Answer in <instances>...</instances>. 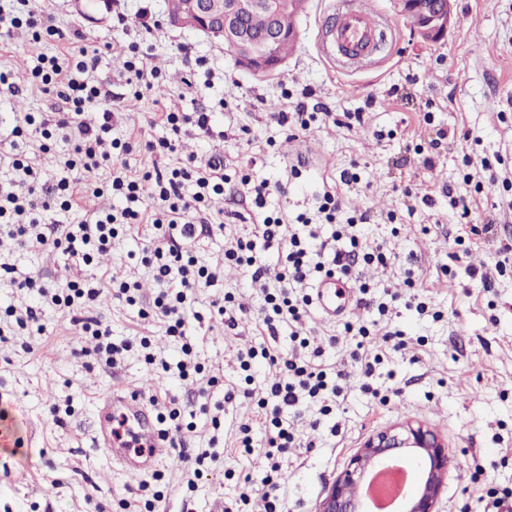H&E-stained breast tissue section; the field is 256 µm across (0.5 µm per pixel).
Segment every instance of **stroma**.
Listing matches in <instances>:
<instances>
[{"label":"stroma","mask_w":512,"mask_h":512,"mask_svg":"<svg viewBox=\"0 0 512 512\" xmlns=\"http://www.w3.org/2000/svg\"><path fill=\"white\" fill-rule=\"evenodd\" d=\"M365 2L390 27L376 63L332 69L317 49L331 2L305 0L293 55L264 80L239 67L224 46L171 26L166 0H125V26L110 9L93 11L84 0H37L36 6L64 32L82 30L88 45L100 50L94 77L121 101L113 136L124 137L131 128L144 141L163 136V128L149 123L159 102L182 112L204 110L212 115L210 131L186 127L178 152L162 158V165L220 154L229 160L231 176L268 180L265 210L240 206L229 190L216 199L212 211L220 223L197 243L200 262L223 265L225 248L251 234L263 214L314 216L318 197L334 186L344 197L339 221L363 211L369 215L355 227L360 250L381 245L395 254L387 266L363 271L375 304L358 305L335 321L308 310L301 334L310 347L302 357L340 374L341 393L326 413L320 403L303 400L292 424L296 446L280 458L288 483L274 512H319L328 486L363 442L406 421L424 423L448 451L437 512H483L491 489L512 490V270L495 276L493 288H483L479 271L494 269L500 259L492 235L464 257L455 239L489 221L495 233L512 234V188L502 185L512 180V0H453L448 35L438 43L419 39L392 0ZM134 39L152 44L151 63L161 73L153 98L139 101L128 100L129 88L119 75L122 49ZM50 49L14 34L0 49V69L28 90L38 54ZM200 57L207 59V70L197 68ZM392 88L398 99H389ZM306 89L313 90V102L327 107L330 119L299 132L270 122V113L287 109L286 93L298 96ZM359 110L365 113L362 124L339 123L343 113ZM243 126L248 132L240 139L224 138L225 129ZM440 130L447 136L431 149ZM496 153L507 158V167L496 169L497 184L475 193L463 181V155L477 164ZM427 158L433 169L425 168ZM352 170L357 183L341 185V174ZM445 183L475 193L468 220L449 206L440 191ZM407 188L431 193L433 205L408 211ZM152 234L150 225H131L111 252L84 266L57 249L13 253L14 275L0 276V311L22 300L36 303V293L12 284L27 276L53 288L77 275H113L138 283L144 299H151L157 284L138 253ZM391 293L399 300L382 325L376 304ZM225 295L243 307L232 330L209 318L212 300ZM412 295L425 304L424 313L405 308ZM261 305L244 269L226 271L217 286L197 291L194 309L202 319L190 322L189 332L203 372L186 380L145 363L141 337H149L157 359L172 365L181 357L180 344L167 335L163 321L123 301L108 297L83 311L132 343L109 369L88 356L93 341L81 327L53 308L45 309L38 329L0 322L6 335L0 342V411L7 413L0 418V512H87L95 504L104 512H265L255 494L267 471L265 426L256 402L279 369L259 361L243 370L238 353L264 342L284 358L288 340L265 342ZM349 322L375 324L364 349H356L347 333ZM388 330L402 332L403 349L384 340ZM316 346L322 349L317 358ZM112 389L172 399L197 412L194 431L172 442L154 474L126 475L96 444V402ZM230 389L236 396L228 401L224 393ZM203 400L223 404L220 428L198 412ZM244 425L253 438L248 449L239 442ZM207 449L218 460L206 463L196 490H188L190 474L177 458Z\"/></svg>","instance_id":"obj_1"}]
</instances>
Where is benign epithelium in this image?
Instances as JSON below:
<instances>
[{
    "instance_id": "1",
    "label": "benign epithelium",
    "mask_w": 512,
    "mask_h": 512,
    "mask_svg": "<svg viewBox=\"0 0 512 512\" xmlns=\"http://www.w3.org/2000/svg\"><path fill=\"white\" fill-rule=\"evenodd\" d=\"M193 16V30L222 45L227 39L244 45L233 50L239 67L257 78L277 72L288 61L282 51L289 40L297 41L298 31L290 32L280 24L284 0H183ZM398 14L408 18L421 38L431 42L448 34L452 14L451 0H393ZM264 10L269 15L265 32L252 37L244 25L247 13ZM388 463L414 467L416 490L399 512H436L442 491V476L448 467L443 442L427 426L405 422L370 436L357 450L347 468L328 489L320 512H372L367 498L358 488L381 466Z\"/></svg>"
}]
</instances>
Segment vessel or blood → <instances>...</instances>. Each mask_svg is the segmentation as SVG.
I'll return each mask as SVG.
<instances>
[{
    "label": "vessel or blood",
    "mask_w": 512,
    "mask_h": 512,
    "mask_svg": "<svg viewBox=\"0 0 512 512\" xmlns=\"http://www.w3.org/2000/svg\"><path fill=\"white\" fill-rule=\"evenodd\" d=\"M334 23L320 45L334 65L362 64L371 60L381 36L380 24L363 0H337ZM353 290L336 276L322 278L316 285L314 304L330 320L347 315ZM100 418L96 442L126 472L139 476L152 471L168 443L157 429L153 410L135 392L112 391L99 398Z\"/></svg>",
    "instance_id": "1"
}]
</instances>
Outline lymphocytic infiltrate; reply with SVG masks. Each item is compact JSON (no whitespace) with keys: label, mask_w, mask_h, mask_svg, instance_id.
I'll return each instance as SVG.
<instances>
[{"label":"lymphocytic infiltrate","mask_w":512,"mask_h":512,"mask_svg":"<svg viewBox=\"0 0 512 512\" xmlns=\"http://www.w3.org/2000/svg\"><path fill=\"white\" fill-rule=\"evenodd\" d=\"M22 30L34 42L57 35L58 29L51 16L35 9L33 0H0V34L11 36ZM84 35L73 32L67 45L53 55H39L32 71V87L57 98L53 121L36 120L27 110L26 95L17 90L11 74L0 71V87L11 90L14 107L21 112L22 125L10 132L12 149V177L7 186H0V225L13 248L32 251L53 247L72 258L90 262L95 253L111 247L113 239L130 224L152 225L156 236L144 247L142 263L154 270L159 289L153 300L152 312L163 318L170 336L181 343L182 358L176 364L180 378L201 375L203 369L196 359V342L186 332L197 289L210 287L224 276L218 267L197 266L192 247L202 236L211 232L213 216L210 202L213 196L223 194L229 177L223 158L213 157L200 165H184L165 170L145 171L142 176L129 175L119 162L133 150L131 142H120L112 137V107L110 93L92 80L99 63L98 55L83 47ZM151 49L138 41L126 47L124 77L135 96L152 91L160 82L159 73L149 66ZM96 108L97 120L87 123L83 114ZM152 124L167 129V136L146 141V154L161 157L176 153L177 137L183 126L193 125L208 129L211 115L205 111L179 112L168 108L154 113ZM40 135L44 152L64 151L68 155L65 166L53 176H46L41 166L31 163L24 149L27 133ZM116 163L109 183L94 184L92 177L101 166ZM124 200L121 209L92 212L89 218L65 225L61 236L48 233L41 220L43 210L58 207L61 213L77 208L80 201L103 194ZM343 208L340 193L324 191L316 217L298 214L294 223H286L283 216H264L258 234L237 238L224 251V261L247 268L251 282L263 297V324L270 339H278L284 326H291V340L307 347L298 329L311 304L305 289L316 277L334 272L351 276L357 264H386L388 257L382 248L366 253L356 249L343 250L339 241L353 239L355 219L338 223ZM333 227L330 237H320L317 221ZM281 249L279 271H271L263 253L271 246ZM21 288L36 292L39 306L23 309L7 308L5 314L19 327L38 324L40 309L55 308L81 323L83 330L96 341L94 353L104 367H114L124 351L127 340H115L110 326L97 319L81 318L87 303L112 296L136 304L137 284L124 280L112 281L110 289L86 279L69 281L65 287L49 288L39 278L28 277ZM281 366L282 378L274 380L265 397L258 400L267 423L266 460L270 473L262 482L263 496L278 498L285 488V478L279 457L293 447L295 438L289 419L300 413L303 398H320L339 394L340 387L331 373L299 357L279 360L268 347L248 348L240 353L241 367H250L256 359Z\"/></svg>","instance_id":"obj_1"}]
</instances>
